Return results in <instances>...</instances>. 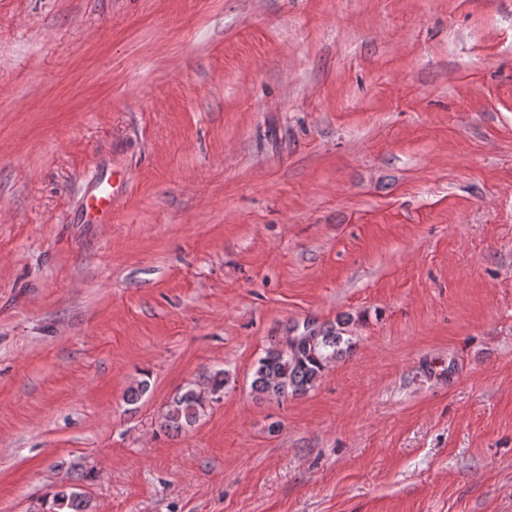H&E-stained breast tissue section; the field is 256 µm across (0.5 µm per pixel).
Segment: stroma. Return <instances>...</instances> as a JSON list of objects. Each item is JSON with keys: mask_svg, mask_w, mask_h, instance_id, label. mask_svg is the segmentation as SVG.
<instances>
[{"mask_svg": "<svg viewBox=\"0 0 512 512\" xmlns=\"http://www.w3.org/2000/svg\"><path fill=\"white\" fill-rule=\"evenodd\" d=\"M341 317L313 390L253 396L271 344ZM68 485L512 512V0H0V512ZM112 180L122 183L124 178L120 175L116 177L113 174L112 177L110 176L107 179V185L112 187V190L103 187L104 180H99L95 189L85 194L82 212L97 224H106L112 215V200L114 197V186L110 184ZM226 384V372L219 370L209 378L204 390L193 385L188 386L169 405L161 427L177 433L192 427L204 411L206 403L222 399Z\"/></svg>", "mask_w": 512, "mask_h": 512, "instance_id": "1", "label": "stroma"}]
</instances>
